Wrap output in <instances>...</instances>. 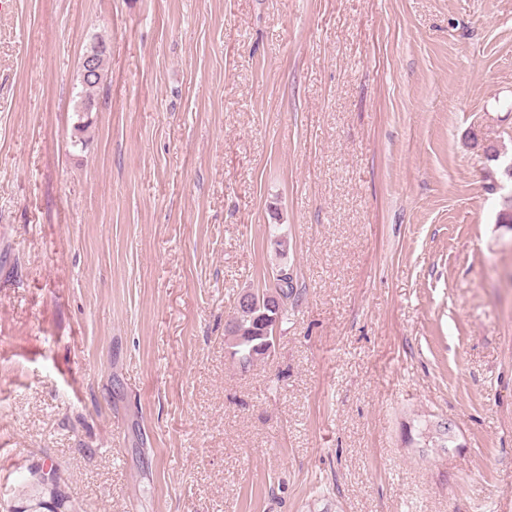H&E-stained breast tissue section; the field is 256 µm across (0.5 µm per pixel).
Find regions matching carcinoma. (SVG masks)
Returning <instances> with one entry per match:
<instances>
[{
	"label": "carcinoma",
	"mask_w": 512,
	"mask_h": 512,
	"mask_svg": "<svg viewBox=\"0 0 512 512\" xmlns=\"http://www.w3.org/2000/svg\"><path fill=\"white\" fill-rule=\"evenodd\" d=\"M107 48L103 41L92 42L86 50L84 57L89 59V65H81L80 84L82 86L77 111L91 112L95 106L93 90L102 83L105 76V61ZM278 294L281 303L277 309L271 311L276 319L271 321L266 331H261L257 315L259 309L254 306L236 305V316L226 329L224 336L225 349L230 357L237 361L240 367L246 369L254 362L267 357L262 343L274 341L273 332L278 323L288 316V299L294 293L292 278L288 274H277L261 293L254 295L259 302L269 301V296ZM415 435L408 436L411 443H416L423 448L447 449L455 443V437L446 422L433 423L424 421L414 427Z\"/></svg>",
	"instance_id": "obj_1"
}]
</instances>
